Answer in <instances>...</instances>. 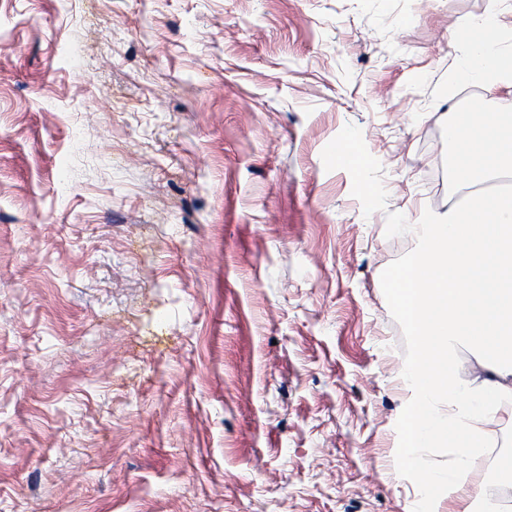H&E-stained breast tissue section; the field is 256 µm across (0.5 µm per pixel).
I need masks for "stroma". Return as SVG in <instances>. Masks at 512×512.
<instances>
[{
	"label": "stroma",
	"mask_w": 512,
	"mask_h": 512,
	"mask_svg": "<svg viewBox=\"0 0 512 512\" xmlns=\"http://www.w3.org/2000/svg\"><path fill=\"white\" fill-rule=\"evenodd\" d=\"M489 4L0 0V512H460L389 279Z\"/></svg>",
	"instance_id": "obj_1"
}]
</instances>
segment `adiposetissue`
<instances>
[{"mask_svg":"<svg viewBox=\"0 0 512 512\" xmlns=\"http://www.w3.org/2000/svg\"><path fill=\"white\" fill-rule=\"evenodd\" d=\"M467 51L454 85L492 91L512 83V54L499 47L497 12L471 20ZM450 170L468 192L464 208L405 226L421 242L415 262L390 280L392 299L419 341L401 368L414 393L407 410L406 468L424 448L447 446L465 463L481 438L476 424L504 412L512 399V191L494 184L512 177V113L481 105L448 115ZM476 353L478 375L461 379L460 348Z\"/></svg>","mask_w":512,"mask_h":512,"instance_id":"1","label":"adipose tissue"}]
</instances>
